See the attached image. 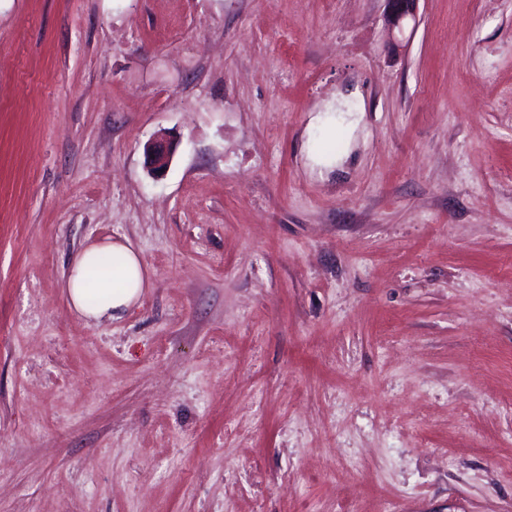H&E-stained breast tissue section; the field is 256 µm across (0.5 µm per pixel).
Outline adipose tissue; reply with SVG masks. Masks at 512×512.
Returning <instances> with one entry per match:
<instances>
[{
	"label": "adipose tissue",
	"mask_w": 512,
	"mask_h": 512,
	"mask_svg": "<svg viewBox=\"0 0 512 512\" xmlns=\"http://www.w3.org/2000/svg\"><path fill=\"white\" fill-rule=\"evenodd\" d=\"M148 285V272L129 241L102 240L73 257L62 288L83 319L102 323L132 307Z\"/></svg>",
	"instance_id": "adipose-tissue-1"
}]
</instances>
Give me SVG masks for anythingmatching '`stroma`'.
Returning a JSON list of instances; mask_svg holds the SVG:
<instances>
[{"instance_id": "stroma-1", "label": "stroma", "mask_w": 512, "mask_h": 512, "mask_svg": "<svg viewBox=\"0 0 512 512\" xmlns=\"http://www.w3.org/2000/svg\"><path fill=\"white\" fill-rule=\"evenodd\" d=\"M386 11L0 0V512H512V0ZM389 10L387 25L392 30L402 33L403 26L408 19L416 23V4L418 0H387ZM172 145L165 138H158L146 148L147 163L154 171L166 169L172 159ZM91 278L94 288H89ZM147 285L148 272L139 253L128 240L112 239L79 250L61 288L81 318L99 324L132 307Z\"/></svg>"}]
</instances>
